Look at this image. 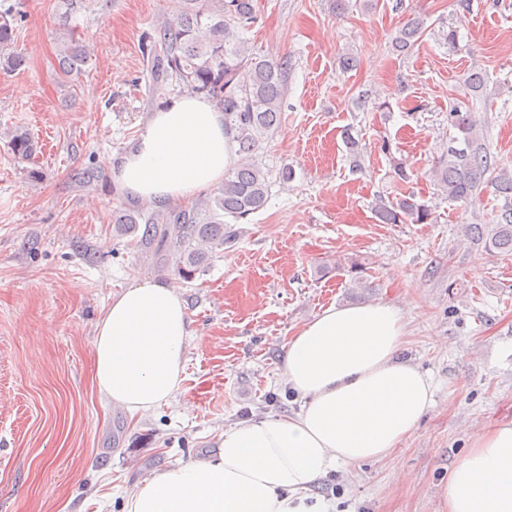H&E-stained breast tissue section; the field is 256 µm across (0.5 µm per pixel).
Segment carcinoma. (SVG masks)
<instances>
[{
  "label": "carcinoma",
  "instance_id": "cac0c4a2",
  "mask_svg": "<svg viewBox=\"0 0 512 512\" xmlns=\"http://www.w3.org/2000/svg\"><path fill=\"white\" fill-rule=\"evenodd\" d=\"M21 12L9 5L0 9V68H21L25 58L13 49ZM255 20L254 0H174L172 18L147 36L144 52L150 58L149 94L157 99L179 87L204 94L224 110V127L237 143L235 165L224 174V183L200 197L190 207L146 205L120 209L113 216L121 236L141 233V241L155 258L173 264L185 282L195 279L214 255L239 237L236 224L262 210L269 198V172L257 160L262 142L281 123L288 58L270 59L250 50L242 32ZM425 21L414 16L398 30L393 48L408 52L423 36ZM55 57L63 86H73L90 63V51L74 32L56 33ZM448 126L452 141L435 164L437 185L448 200L472 202L480 194L487 173L496 192L512 198V172L500 168L480 142L473 113L453 105ZM11 151L28 160L36 151L30 133L15 128L9 133ZM383 224H427L430 206L410 194L377 204ZM466 232L488 250L512 255V207L506 205L496 224L485 231L470 224Z\"/></svg>",
  "mask_w": 512,
  "mask_h": 512
}]
</instances>
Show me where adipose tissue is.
<instances>
[{
  "mask_svg": "<svg viewBox=\"0 0 512 512\" xmlns=\"http://www.w3.org/2000/svg\"><path fill=\"white\" fill-rule=\"evenodd\" d=\"M233 147L220 107L183 94L152 113L110 174L128 199L179 201L223 183ZM405 334L393 305L328 306L286 345L299 410L228 427L216 454L160 471L125 512H334L314 483L342 464L387 459L432 405L430 380L400 357ZM191 335L179 286L130 285L96 323L97 395L139 416L168 402ZM444 496L448 512H512V422L473 436Z\"/></svg>",
  "mask_w": 512,
  "mask_h": 512,
  "instance_id": "1",
  "label": "adipose tissue"
}]
</instances>
